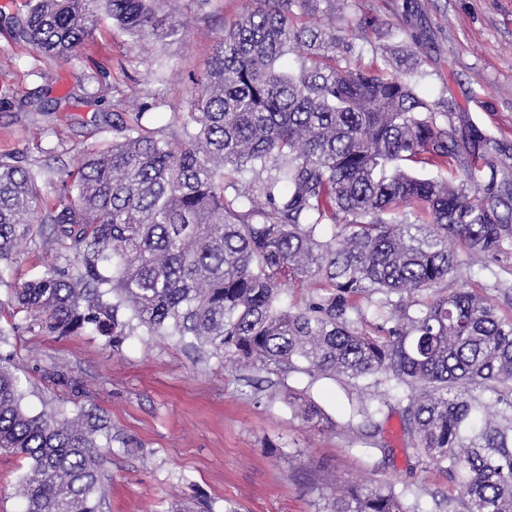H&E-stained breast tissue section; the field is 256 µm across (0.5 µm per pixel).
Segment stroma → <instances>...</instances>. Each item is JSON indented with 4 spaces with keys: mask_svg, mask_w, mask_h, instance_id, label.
Returning a JSON list of instances; mask_svg holds the SVG:
<instances>
[{
    "mask_svg": "<svg viewBox=\"0 0 512 512\" xmlns=\"http://www.w3.org/2000/svg\"><path fill=\"white\" fill-rule=\"evenodd\" d=\"M249 0H165L184 20L182 35L160 44L132 38L110 18L81 46L77 60L44 56L16 45L0 20V159L49 165L55 177L77 167L83 153L112 140V91L146 106V123L167 124L184 111L192 77ZM318 24L355 38L354 66L419 69L417 91L432 105L456 104L491 136L512 142V0H345L343 10L317 15ZM422 51H415V42ZM50 95L55 112H31ZM52 261L36 243L20 248L0 273V329L9 336L0 356L17 367L27 409L74 415L97 407L114 435L101 448L107 475L102 512H323L326 480H375L410 486L423 512H448L457 492L409 447L397 410L383 424L386 452L356 441L348 425L351 400L330 378H290L326 416L313 428L286 402L258 397L231 364L185 350L175 340L138 328L121 347L86 331L48 336L25 327L10 303L15 286ZM504 280L508 289L495 288ZM467 284L512 316V254L474 266ZM61 371L63 385L51 378ZM131 447H123V440ZM26 460L0 450V512H21L15 488Z\"/></svg>",
    "mask_w": 512,
    "mask_h": 512,
    "instance_id": "35a3bbf8",
    "label": "stroma"
}]
</instances>
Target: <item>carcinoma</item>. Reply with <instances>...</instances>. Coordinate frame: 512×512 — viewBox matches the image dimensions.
I'll use <instances>...</instances> for the list:
<instances>
[{"instance_id":"obj_1","label":"carcinoma","mask_w":512,"mask_h":512,"mask_svg":"<svg viewBox=\"0 0 512 512\" xmlns=\"http://www.w3.org/2000/svg\"><path fill=\"white\" fill-rule=\"evenodd\" d=\"M343 0H252L224 29L183 112L163 129L112 125L42 207L47 165L0 161V265L40 247L50 265L13 289L29 330L91 329L119 344L137 326L188 350L271 374L295 417L321 409L287 386L339 378L358 392L391 385L421 460L455 484V512H512V318L465 285L467 262L512 248V145L455 111L436 112L414 75L362 70L344 35L315 25ZM13 38L70 61L110 17L165 41L184 23L159 0H26ZM343 56L336 57V51ZM300 52L297 70L281 62ZM411 162L448 172L420 178ZM316 286L302 303L287 286ZM376 334L362 331L364 310ZM0 361V449L30 461L23 512H102L92 410L31 414ZM358 433L376 439L382 408L358 400ZM393 484L335 485L326 512H423Z\"/></svg>"}]
</instances>
